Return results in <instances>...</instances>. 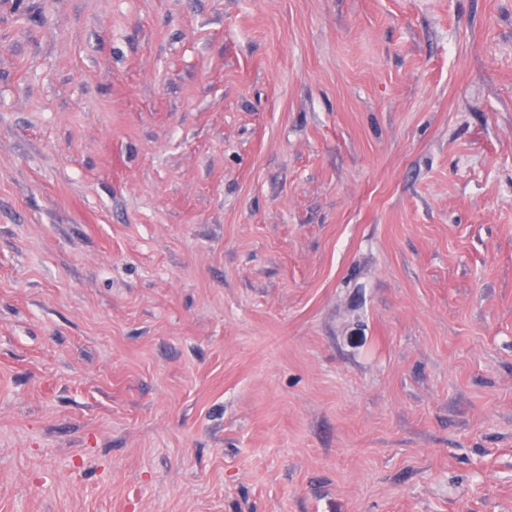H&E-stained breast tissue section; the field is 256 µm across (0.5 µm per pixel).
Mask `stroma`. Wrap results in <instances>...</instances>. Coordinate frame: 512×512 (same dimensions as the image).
Instances as JSON below:
<instances>
[{"instance_id":"obj_1","label":"stroma","mask_w":512,"mask_h":512,"mask_svg":"<svg viewBox=\"0 0 512 512\" xmlns=\"http://www.w3.org/2000/svg\"><path fill=\"white\" fill-rule=\"evenodd\" d=\"M0 512H512V0H0Z\"/></svg>"}]
</instances>
